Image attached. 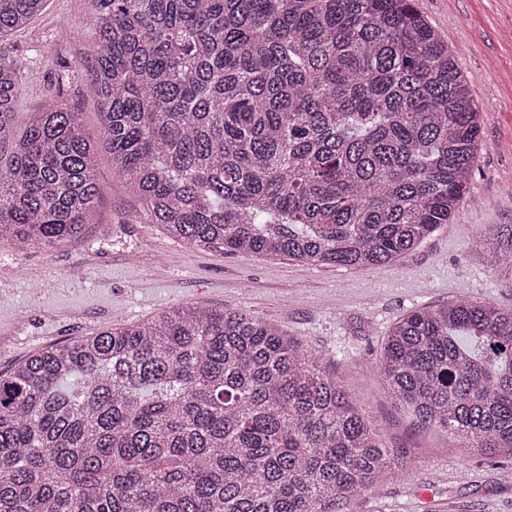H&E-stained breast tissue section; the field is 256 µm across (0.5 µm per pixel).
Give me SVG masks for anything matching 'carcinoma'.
<instances>
[{"label": "carcinoma", "mask_w": 512, "mask_h": 512, "mask_svg": "<svg viewBox=\"0 0 512 512\" xmlns=\"http://www.w3.org/2000/svg\"><path fill=\"white\" fill-rule=\"evenodd\" d=\"M47 0H0V37ZM100 145L190 249L374 267L469 193L480 111L413 0H91ZM0 58V238L52 248L99 187L55 93L16 134ZM512 277V224L478 235ZM376 373L418 425L512 459V310L404 314ZM407 463L311 350L242 311L177 305L0 373V512H333Z\"/></svg>", "instance_id": "carcinoma-1"}]
</instances>
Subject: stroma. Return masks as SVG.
Segmentation results:
<instances>
[{
	"instance_id": "1",
	"label": "stroma",
	"mask_w": 512,
	"mask_h": 512,
	"mask_svg": "<svg viewBox=\"0 0 512 512\" xmlns=\"http://www.w3.org/2000/svg\"><path fill=\"white\" fill-rule=\"evenodd\" d=\"M447 43L482 106L481 148L468 196L455 218L400 260L344 268L285 258L193 250L157 224L133 221L143 203L120 186L106 153L96 157L100 194L93 222L75 239L46 249L0 239V371L47 346L107 327L142 322L190 304L243 311L320 355L351 399L381 428L407 467L337 512H512L501 456L477 457L445 434L413 426L374 373L385 338L407 311L469 297L512 309V278L491 271L475 240L486 224H512V0H415ZM88 0H52L24 31L0 37V57L33 55L51 33L81 35L30 65L16 114L25 126L55 88L59 65L74 71L56 87L99 139L97 100L85 69Z\"/></svg>"
}]
</instances>
